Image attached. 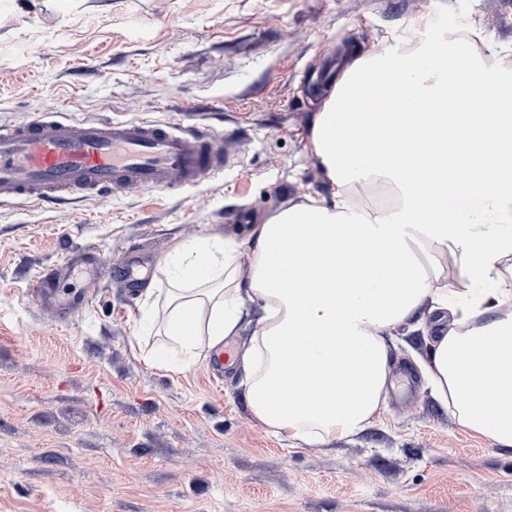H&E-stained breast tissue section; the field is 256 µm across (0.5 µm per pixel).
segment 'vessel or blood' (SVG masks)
<instances>
[{
	"mask_svg": "<svg viewBox=\"0 0 512 512\" xmlns=\"http://www.w3.org/2000/svg\"><path fill=\"white\" fill-rule=\"evenodd\" d=\"M232 159L223 133L168 120L72 118L48 110L23 124H0V202L53 203L76 198L109 200L138 191L182 193L223 178ZM89 274L71 300L56 296L63 265L41 272L31 294L54 312L93 294L104 261L91 244L81 249Z\"/></svg>",
	"mask_w": 512,
	"mask_h": 512,
	"instance_id": "1",
	"label": "vessel or blood"
}]
</instances>
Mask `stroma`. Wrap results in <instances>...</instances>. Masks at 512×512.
Listing matches in <instances>:
<instances>
[{
	"mask_svg": "<svg viewBox=\"0 0 512 512\" xmlns=\"http://www.w3.org/2000/svg\"><path fill=\"white\" fill-rule=\"evenodd\" d=\"M478 35L512 66V0H0V123L50 108L223 130L222 180L44 206L0 203V512H512V449L425 388L430 318L394 331L384 412L323 446L256 421L236 367L157 369L140 322L175 245L307 197L335 203L311 126L335 56ZM94 244L148 271L68 317L28 290Z\"/></svg>",
	"mask_w": 512,
	"mask_h": 512,
	"instance_id": "stroma-1",
	"label": "stroma"
}]
</instances>
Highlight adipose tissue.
Masks as SVG:
<instances>
[{"mask_svg": "<svg viewBox=\"0 0 512 512\" xmlns=\"http://www.w3.org/2000/svg\"><path fill=\"white\" fill-rule=\"evenodd\" d=\"M381 95L395 111L380 157L360 142L380 122L370 107ZM430 100L453 109L416 115ZM311 143L335 205L311 197L177 245L162 308L145 306L162 338L146 361L167 369L176 351L195 364L253 326L238 355L253 417L326 444L384 407L391 331L454 300V327L433 322L424 381L464 428L512 448V69L451 37L358 59L315 114ZM376 181L397 205H353L357 186Z\"/></svg>", "mask_w": 512, "mask_h": 512, "instance_id": "1", "label": "adipose tissue"}]
</instances>
